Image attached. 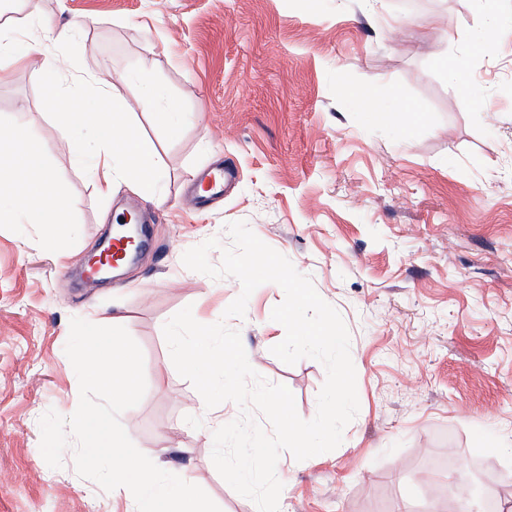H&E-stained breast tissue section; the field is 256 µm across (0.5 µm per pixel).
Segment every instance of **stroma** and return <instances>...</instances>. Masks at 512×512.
<instances>
[{"label":"stroma","mask_w":512,"mask_h":512,"mask_svg":"<svg viewBox=\"0 0 512 512\" xmlns=\"http://www.w3.org/2000/svg\"><path fill=\"white\" fill-rule=\"evenodd\" d=\"M85 19L55 47L60 69L123 94L130 118L158 142L166 199L139 262L82 288L70 271L95 254L118 210L139 196L122 182L102 195L73 160L68 136L34 65L0 83V119L42 153L67 208V259L43 227L0 222V512H130L75 468L40 451L39 420L71 416L77 377L65 345L74 317L123 316L144 356L146 392L123 411L148 457L168 449L175 468L221 512H257L216 470L207 419L228 423L233 402L200 410V394L171 360L164 324L184 307L196 321L240 294L232 277L187 269L186 250L243 221L311 278L350 334L359 412L333 451L306 460L281 452L279 512H402L438 503L480 479L512 504V456L489 446L512 437V38L482 0H0V19L26 30ZM177 99L187 121L154 128L139 81ZM370 88L386 122L367 124L346 85ZM482 94H466L468 85ZM238 178L223 202L196 214L181 198L217 155ZM274 283L232 317L252 368L293 393L311 420L326 370L271 352L285 336L272 320Z\"/></svg>","instance_id":"stroma-1"}]
</instances>
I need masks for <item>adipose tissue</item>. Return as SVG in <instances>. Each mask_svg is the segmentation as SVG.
Listing matches in <instances>:
<instances>
[{"instance_id": "obj_1", "label": "adipose tissue", "mask_w": 512, "mask_h": 512, "mask_svg": "<svg viewBox=\"0 0 512 512\" xmlns=\"http://www.w3.org/2000/svg\"><path fill=\"white\" fill-rule=\"evenodd\" d=\"M34 28L35 37L24 41L14 35L10 25H1L0 62L5 59L9 65H24L38 61L47 95L61 105L57 118L72 136L74 159L103 194H111L113 183L122 181L144 199L161 201L159 152L130 120L125 97L98 87L92 78L66 82L47 52L49 45L61 40V33L41 19L35 21ZM86 130L94 135L90 148L81 139ZM0 136L7 137L11 144L9 152L0 153V186H15L17 215L24 223L46 227L44 248L56 258H66L56 230L68 224L69 219L53 179L44 171L41 153L21 128L0 127Z\"/></svg>"}]
</instances>
